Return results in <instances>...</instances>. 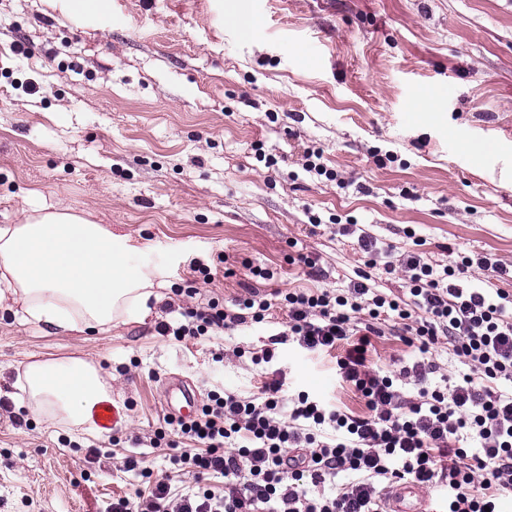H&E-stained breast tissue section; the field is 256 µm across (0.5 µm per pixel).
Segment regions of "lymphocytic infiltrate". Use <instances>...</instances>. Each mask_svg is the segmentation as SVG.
<instances>
[{
    "label": "lymphocytic infiltrate",
    "instance_id": "obj_1",
    "mask_svg": "<svg viewBox=\"0 0 512 512\" xmlns=\"http://www.w3.org/2000/svg\"><path fill=\"white\" fill-rule=\"evenodd\" d=\"M357 241L366 269L347 293L286 294L288 322L252 362H271L290 340L312 352L350 341L337 373L361 392L367 415L305 394L284 410L280 378L266 381L256 397L210 392L193 419L166 417L151 445L174 449L180 469L208 474L211 484L181 494L164 474L107 512H383L384 491L406 481L442 484L448 512H499L498 492L512 486V294L469 285L468 273L476 267L498 274L501 266L460 253L438 270L413 252L393 257L367 233ZM377 267L402 270L408 298L378 291L369 275ZM270 308L251 290L234 311L211 299L157 329L180 341L262 322ZM385 320L419 351L400 373L417 384L416 398L366 365L364 349ZM443 337L470 370L432 386L428 377L438 367L427 354Z\"/></svg>",
    "mask_w": 512,
    "mask_h": 512
}]
</instances>
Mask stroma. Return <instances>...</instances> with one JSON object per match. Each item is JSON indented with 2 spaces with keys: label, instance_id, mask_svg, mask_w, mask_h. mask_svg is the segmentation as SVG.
Wrapping results in <instances>:
<instances>
[{
  "label": "stroma",
  "instance_id": "1",
  "mask_svg": "<svg viewBox=\"0 0 512 512\" xmlns=\"http://www.w3.org/2000/svg\"><path fill=\"white\" fill-rule=\"evenodd\" d=\"M241 14L260 16L256 36L240 34ZM312 152L335 180L307 171ZM36 204L139 232L134 264L172 286L194 261L224 271L109 333L0 319V512H104L142 484L122 471L128 456L197 489L170 449L150 445L170 376L202 400L218 387L256 394L280 374L286 399L366 414L336 373L342 348L290 341L265 367L250 360L287 322L286 293L339 290L363 269L344 225L437 268L452 248L491 256L506 274L477 270L475 283L512 293V5L112 0L103 29L49 0H0V225ZM298 253L318 274L289 263ZM248 288L269 300L267 321L181 341L156 330L163 303H229ZM382 330L368 365L395 374L412 350L392 323ZM34 356L90 358L111 374L122 412L111 433L75 437L19 407L14 368Z\"/></svg>",
  "mask_w": 512,
  "mask_h": 512
}]
</instances>
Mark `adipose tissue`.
Returning a JSON list of instances; mask_svg holds the SVG:
<instances>
[{
  "instance_id": "adipose-tissue-1",
  "label": "adipose tissue",
  "mask_w": 512,
  "mask_h": 512,
  "mask_svg": "<svg viewBox=\"0 0 512 512\" xmlns=\"http://www.w3.org/2000/svg\"><path fill=\"white\" fill-rule=\"evenodd\" d=\"M74 22L108 27L112 0H53ZM133 234L64 209L35 206L0 225V312L64 334L108 332L149 313L166 282L130 261ZM16 388L29 413L68 434L98 435L94 412L111 403L112 383L94 361L37 358L20 364Z\"/></svg>"
}]
</instances>
